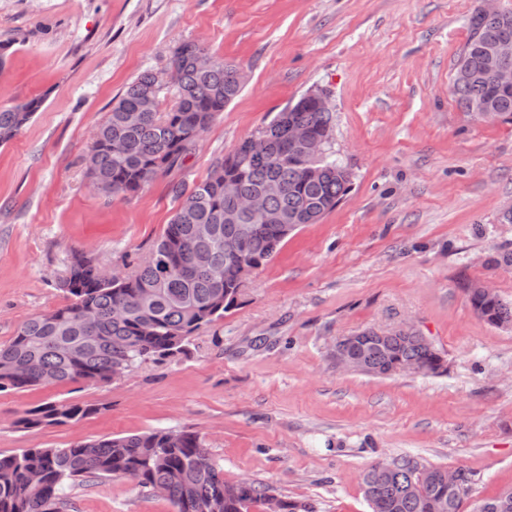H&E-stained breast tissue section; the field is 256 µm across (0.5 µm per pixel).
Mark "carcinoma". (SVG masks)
<instances>
[{
  "mask_svg": "<svg viewBox=\"0 0 512 512\" xmlns=\"http://www.w3.org/2000/svg\"><path fill=\"white\" fill-rule=\"evenodd\" d=\"M469 35L455 69L466 67L473 78L453 82L461 109L480 120L512 122V91L500 92L484 72L482 60L497 38L512 36V12L486 18L475 9ZM206 55L194 42L178 45L170 60V83L176 102L159 110L161 90L155 76L141 74L112 101L107 119L92 142L93 168L87 176L108 195L133 193L159 174L181 165L194 147L192 133L205 130L240 93L238 69L219 60L198 65ZM45 101L34 97L0 106V145L8 143L39 111ZM295 123L321 137L333 132V114L305 97L288 105L264 125L271 149L264 159H252L241 141L206 179L183 199L149 258L133 275L107 276L90 259L76 253L58 282L69 303L25 321L8 342L0 344V391L40 385L108 382L112 363L122 359L130 367L148 359H164L186 350L200 328L238 306L242 264L256 268L268 262L286 239L281 227L297 216L301 224H315L334 209L350 185L336 178L338 162L327 153L318 165L305 169L288 156V124ZM279 191L268 197V210L279 217L266 222L244 214L237 223L226 221L239 210L243 196L259 194L270 182ZM200 224L212 227L206 241L194 238ZM248 224L251 234L246 256H224V236ZM212 262L199 260L201 251ZM474 314L493 326L512 324V301L487 298L473 283L464 284ZM92 311L88 327L83 312ZM360 354L381 376L418 366L434 374L438 349L417 333L374 338L366 329ZM97 409L82 404H47L21 420L27 428L43 423L62 424L83 419ZM198 434L157 429L142 434L97 440L68 448H27L0 456V512H61L67 488L79 478L125 477L140 488L162 493L176 512H252L264 505L267 491L244 483L236 498L224 496V474L211 460H200ZM395 472L375 477L376 465L363 475L364 494L372 512H463L470 490L448 484L426 487L419 496L408 492L414 482L411 456L396 458ZM45 476L41 489L29 474Z\"/></svg>",
  "mask_w": 512,
  "mask_h": 512,
  "instance_id": "cac0c4a2",
  "label": "carcinoma"
}]
</instances>
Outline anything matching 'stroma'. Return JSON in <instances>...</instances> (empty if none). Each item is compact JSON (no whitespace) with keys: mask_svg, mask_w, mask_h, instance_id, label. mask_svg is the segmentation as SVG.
<instances>
[{"mask_svg":"<svg viewBox=\"0 0 512 512\" xmlns=\"http://www.w3.org/2000/svg\"><path fill=\"white\" fill-rule=\"evenodd\" d=\"M479 0H0V105L43 97L0 146V343L66 304L72 252L129 274L180 205L172 187L307 91L326 90L331 149L351 189L302 225L248 279L238 306L185 354L106 383L0 391V455L156 429L189 430L228 482L248 481L313 512H371L363 475L408 455L462 470L473 499L512 488V326L473 313L472 281L512 300V123L480 121L452 92ZM200 43L245 76L240 95L183 165L116 198L85 158L113 98L166 76L173 49ZM412 323L444 354L440 375L336 368L337 337ZM97 413L27 428L49 403ZM65 512H174L126 478L79 479Z\"/></svg>","mask_w":512,"mask_h":512,"instance_id":"1","label":"stroma"}]
</instances>
